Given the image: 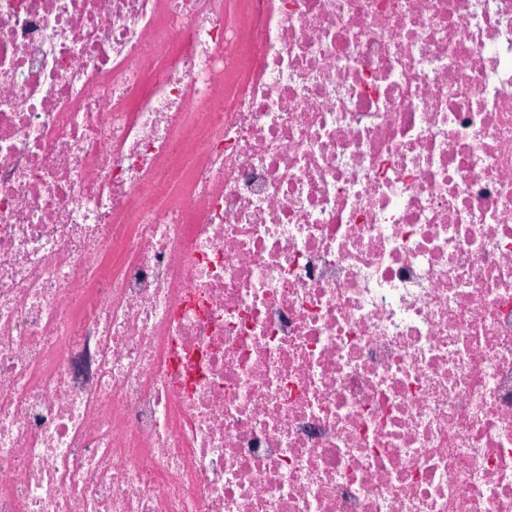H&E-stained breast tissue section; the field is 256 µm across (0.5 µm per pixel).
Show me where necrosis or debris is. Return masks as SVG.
I'll return each instance as SVG.
<instances>
[{
	"instance_id": "1",
	"label": "necrosis or debris",
	"mask_w": 512,
	"mask_h": 512,
	"mask_svg": "<svg viewBox=\"0 0 512 512\" xmlns=\"http://www.w3.org/2000/svg\"><path fill=\"white\" fill-rule=\"evenodd\" d=\"M0 512H512V0H0Z\"/></svg>"
}]
</instances>
